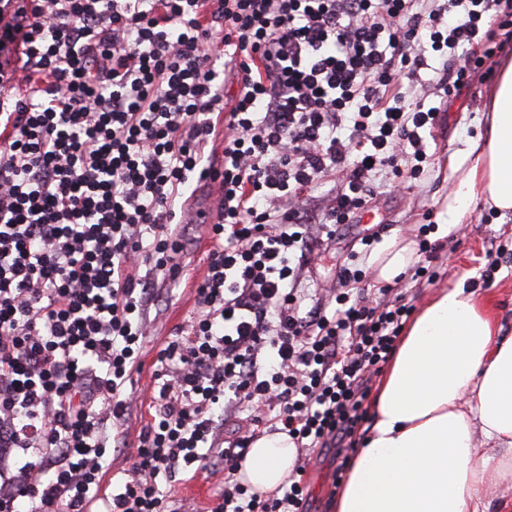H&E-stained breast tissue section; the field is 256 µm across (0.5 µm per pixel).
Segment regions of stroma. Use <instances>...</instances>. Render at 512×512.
I'll use <instances>...</instances> for the list:
<instances>
[{"mask_svg": "<svg viewBox=\"0 0 512 512\" xmlns=\"http://www.w3.org/2000/svg\"><path fill=\"white\" fill-rule=\"evenodd\" d=\"M498 23L497 47L492 58L483 65L482 76L474 78L459 97L449 102L439 117L432 138L427 141L431 160L423 175L414 181L411 189L401 192L394 188L388 176H380L374 181L372 223L342 228L320 265L312 272L320 287H335V264L346 254L361 251L359 239L363 234L376 231L382 237L368 259L369 266L374 268L392 243H415L416 225L442 222L453 191V184L448 178V158L463 150L467 141L483 127L488 110V92L496 79L498 64L505 50L512 49L511 7L501 6ZM185 237L187 274L180 278L172 293L160 295L154 308L157 319L147 342L146 354L140 369L132 376V387L137 392L148 389L152 383L158 349L173 329L186 323L194 313L196 289L206 271L209 243L203 227L198 224L192 225ZM441 244L440 257L433 264L437 277L433 283H422L415 288L414 307H421L441 289L461 285L491 296L500 336H512V254L503 258L494 274L486 272L487 251L497 245H512V213L502 215L484 203H474L460 231L455 236L442 239ZM149 412L146 406L133 411L122 427L121 444L107 449L108 471L102 482L103 490L119 491L121 471L131 464L137 453V435L149 420ZM335 466L333 452L329 449L314 455L310 461L308 479L313 494L312 512H333L332 474ZM223 483L224 476L220 473L207 472L193 477L181 472L176 477L161 479L160 487L167 496L181 504L184 512H206Z\"/></svg>", "mask_w": 512, "mask_h": 512, "instance_id": "1", "label": "stroma"}]
</instances>
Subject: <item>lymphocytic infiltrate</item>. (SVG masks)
Listing matches in <instances>:
<instances>
[{
	"mask_svg": "<svg viewBox=\"0 0 512 512\" xmlns=\"http://www.w3.org/2000/svg\"><path fill=\"white\" fill-rule=\"evenodd\" d=\"M499 5L0 0V512H173L160 478L209 463L210 512H308L311 453L344 468L412 305L356 253L321 298L304 274L377 176L422 175ZM429 52L443 64L413 89ZM194 174L220 198L196 312L157 352L154 413L107 495V429L138 402L155 291L183 272ZM274 432L300 459L250 492L238 465Z\"/></svg>",
	"mask_w": 512,
	"mask_h": 512,
	"instance_id": "lymphocytic-infiltrate-1",
	"label": "lymphocytic infiltrate"
}]
</instances>
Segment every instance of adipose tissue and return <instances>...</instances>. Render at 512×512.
Wrapping results in <instances>:
<instances>
[{"instance_id":"ef3b65f1","label":"adipose tissue","mask_w":512,"mask_h":512,"mask_svg":"<svg viewBox=\"0 0 512 512\" xmlns=\"http://www.w3.org/2000/svg\"><path fill=\"white\" fill-rule=\"evenodd\" d=\"M490 100L486 135L448 159L454 191L439 236L456 231L479 200L512 212L511 59ZM371 412L334 512H488L489 479L512 484V336H499L492 301L460 286L430 296L382 372ZM297 454L287 434L262 435L237 477L272 492Z\"/></svg>"}]
</instances>
